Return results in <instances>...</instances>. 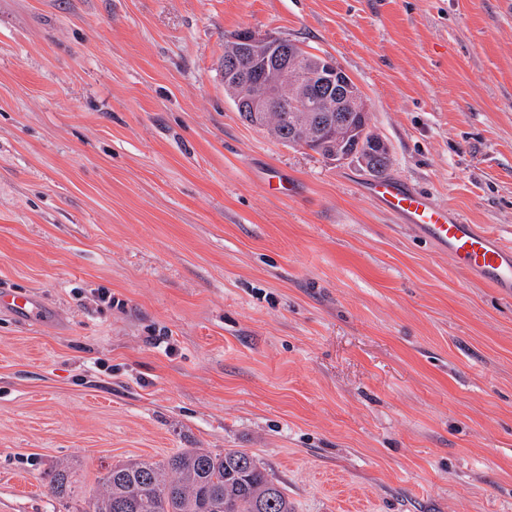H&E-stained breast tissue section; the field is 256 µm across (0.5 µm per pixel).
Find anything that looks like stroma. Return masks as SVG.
Returning <instances> with one entry per match:
<instances>
[{
  "label": "stroma",
  "instance_id": "1",
  "mask_svg": "<svg viewBox=\"0 0 512 512\" xmlns=\"http://www.w3.org/2000/svg\"><path fill=\"white\" fill-rule=\"evenodd\" d=\"M243 29L334 59L387 176L512 245V0H0V289L43 309L0 308V512L185 448L295 512H512V297L243 121ZM51 493L58 499L73 495L72 475L68 468H56L48 474Z\"/></svg>",
  "mask_w": 512,
  "mask_h": 512
}]
</instances>
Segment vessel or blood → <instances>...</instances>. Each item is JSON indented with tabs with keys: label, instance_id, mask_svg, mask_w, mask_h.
I'll use <instances>...</instances> for the list:
<instances>
[{
	"label": "vessel or blood",
	"instance_id": "1",
	"mask_svg": "<svg viewBox=\"0 0 512 512\" xmlns=\"http://www.w3.org/2000/svg\"><path fill=\"white\" fill-rule=\"evenodd\" d=\"M365 195L386 210L399 215L404 223L423 231L447 251L464 272L482 277L492 288L512 294V248L475 225L453 216L447 205L437 203L412 190L399 180L385 178L370 182ZM24 312L36 317L39 305L32 295L0 290V308Z\"/></svg>",
	"mask_w": 512,
	"mask_h": 512
}]
</instances>
